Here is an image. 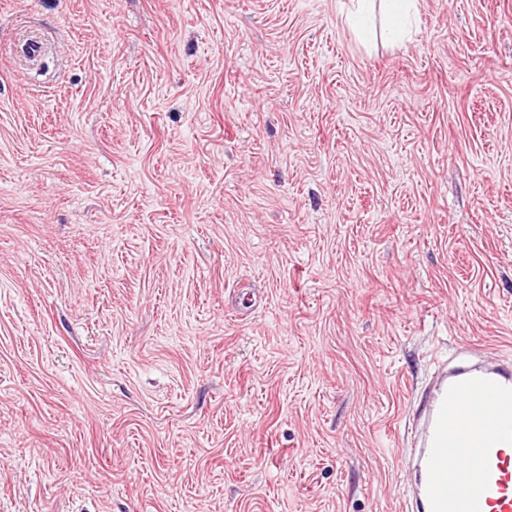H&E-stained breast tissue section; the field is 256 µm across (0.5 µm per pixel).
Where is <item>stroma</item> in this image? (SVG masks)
Listing matches in <instances>:
<instances>
[{"instance_id": "obj_1", "label": "stroma", "mask_w": 512, "mask_h": 512, "mask_svg": "<svg viewBox=\"0 0 512 512\" xmlns=\"http://www.w3.org/2000/svg\"><path fill=\"white\" fill-rule=\"evenodd\" d=\"M339 12L0 0V512H404L432 352L512 358V0ZM421 0H347L342 7L341 20L364 45L376 38V16L386 20L381 36L392 43L412 40L414 23Z\"/></svg>"}]
</instances>
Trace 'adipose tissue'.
<instances>
[{"mask_svg": "<svg viewBox=\"0 0 512 512\" xmlns=\"http://www.w3.org/2000/svg\"><path fill=\"white\" fill-rule=\"evenodd\" d=\"M421 0H345L341 20L364 45L376 37L392 43L411 41Z\"/></svg>", "mask_w": 512, "mask_h": 512, "instance_id": "obj_1", "label": "adipose tissue"}]
</instances>
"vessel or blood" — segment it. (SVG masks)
I'll list each match as a JSON object with an SVG mask.
<instances>
[{
	"label": "vessel or blood",
	"instance_id": "b4317fda",
	"mask_svg": "<svg viewBox=\"0 0 512 512\" xmlns=\"http://www.w3.org/2000/svg\"><path fill=\"white\" fill-rule=\"evenodd\" d=\"M411 432L415 512H512V363L435 362Z\"/></svg>",
	"mask_w": 512,
	"mask_h": 512
}]
</instances>
